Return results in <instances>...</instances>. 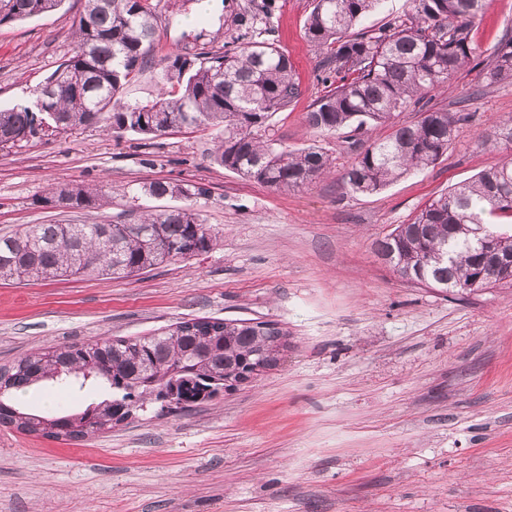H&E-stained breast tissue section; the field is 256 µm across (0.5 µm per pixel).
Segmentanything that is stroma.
Listing matches in <instances>:
<instances>
[{"label":"stroma","mask_w":512,"mask_h":512,"mask_svg":"<svg viewBox=\"0 0 512 512\" xmlns=\"http://www.w3.org/2000/svg\"><path fill=\"white\" fill-rule=\"evenodd\" d=\"M154 52L223 46L225 20L247 0H153ZM271 25L300 95L260 130L292 148L321 146L330 174L275 191L214 162L215 133L184 129L145 141L89 127L0 151V235L31 224L135 221L122 196L154 180L205 183L194 206L210 250L123 279L0 283V368L38 348L146 336L197 318L257 319L287 333L278 366L188 409L149 405L127 423L76 441L0 425V512H512V287L444 293L402 279L376 242L434 196L511 151L478 137L512 115V83L484 87L467 68L433 108L468 117L448 151L373 195L341 177L373 133L322 134L304 116L325 94L321 56L304 38L312 0H276ZM80 0L0 24V106L29 105L74 52ZM512 31V0H489L470 39L486 50ZM114 191L92 211L45 207L55 182ZM101 398L42 382L9 401L48 414Z\"/></svg>","instance_id":"35a3bbf8"}]
</instances>
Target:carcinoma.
I'll list each match as a JSON object with an SVG mask.
<instances>
[{"label":"carcinoma","mask_w":512,"mask_h":512,"mask_svg":"<svg viewBox=\"0 0 512 512\" xmlns=\"http://www.w3.org/2000/svg\"><path fill=\"white\" fill-rule=\"evenodd\" d=\"M383 0H313L304 37L323 56L319 80L334 85L310 105L307 125L322 133L388 125L345 173L352 193L373 194L414 170L434 164L454 142L465 116L426 108L477 56L469 26L486 0H409L407 20L378 33H352L355 23ZM64 0H0V23L58 10ZM253 24L237 29L224 50L201 48L161 58L159 93L128 104L119 91L148 62L157 33L150 0H84L73 32L76 50L62 63L67 78L53 95L36 91L35 104L0 109V150L51 132L103 127L117 134L158 137L181 128L216 131L214 161L243 178L276 191L299 189L330 172L322 147L275 148L255 129L299 95L288 55L264 38L271 32L272 5H250ZM487 84L512 82V36L487 49ZM418 112L413 124L394 122L398 112ZM483 145L512 148V116L479 136ZM201 183L153 181L134 195L154 199L208 196ZM103 186L66 182L51 187L43 202L98 209ZM499 218L512 219V160L480 172L474 180L431 199L406 224L376 242L375 252L411 283L448 292L512 286V265L489 275L469 239L473 224L486 227L495 251L512 257V233ZM213 236L191 205L147 211L137 224H31L0 236V281L67 280L82 276L127 278L210 249ZM280 331L258 336L249 319H215L205 326L179 322L173 333L106 338L47 348L26 355L0 379V425L27 434L78 440L112 429L114 409L131 401L134 410L165 395L206 402L224 388V378L243 362L260 363L280 347ZM63 388L98 383L111 397L83 409L45 417L22 411L1 397L42 381Z\"/></svg>","instance_id":"obj_1"}]
</instances>
